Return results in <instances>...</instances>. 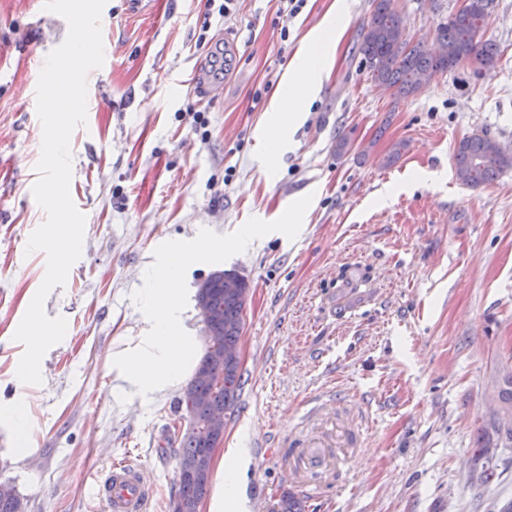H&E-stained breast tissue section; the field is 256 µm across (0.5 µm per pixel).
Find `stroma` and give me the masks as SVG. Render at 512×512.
Instances as JSON below:
<instances>
[{
    "label": "stroma",
    "instance_id": "35a3bbf8",
    "mask_svg": "<svg viewBox=\"0 0 512 512\" xmlns=\"http://www.w3.org/2000/svg\"><path fill=\"white\" fill-rule=\"evenodd\" d=\"M395 3L409 38L430 45L459 0ZM348 4L330 70L269 168L271 103L336 0H307L285 24L279 0H235L228 17L206 0H107L105 60L87 77V123L71 137L82 254L45 301L67 332L42 359V383L23 386L14 333L46 272L45 253L26 250L46 214L32 194L42 126L24 90L68 24L44 0H0V482L28 512H109L86 475L127 456L155 484L147 512H170L188 416L175 392L117 405L109 356L143 326L134 291L179 239L210 248L186 269V287L216 270L250 285L243 386L222 442L250 450L245 512H272L289 491L274 438L327 387L360 410L368 443L343 486L300 495L303 512H501L512 502V448L499 449L492 484L471 462L485 395L512 364V169L471 187L453 162L476 133L512 148V0H493L484 29L500 50L494 69L463 64L407 98L360 66L370 0ZM223 43L238 52L222 95L209 99L193 74ZM190 98L205 127L184 112ZM295 200L309 215L288 236L279 227ZM247 226L254 243L225 252ZM17 403L30 412L22 426L5 416Z\"/></svg>",
    "mask_w": 512,
    "mask_h": 512
}]
</instances>
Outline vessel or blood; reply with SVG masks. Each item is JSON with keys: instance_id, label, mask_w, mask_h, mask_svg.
<instances>
[{"instance_id": "1", "label": "vessel or blood", "mask_w": 512, "mask_h": 512, "mask_svg": "<svg viewBox=\"0 0 512 512\" xmlns=\"http://www.w3.org/2000/svg\"><path fill=\"white\" fill-rule=\"evenodd\" d=\"M301 419L303 429L278 440V458L288 467L296 487L317 497L324 482L347 468L353 454L364 447L365 438L352 419L342 430L333 429L335 402L328 395L307 401ZM89 479L93 489L104 493L110 512H145L154 495L142 466L128 460L113 463L107 478L93 473Z\"/></svg>"}]
</instances>
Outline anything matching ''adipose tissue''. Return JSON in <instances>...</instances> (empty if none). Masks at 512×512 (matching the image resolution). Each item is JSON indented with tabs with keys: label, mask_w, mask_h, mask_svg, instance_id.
<instances>
[{
	"label": "adipose tissue",
	"mask_w": 512,
	"mask_h": 512,
	"mask_svg": "<svg viewBox=\"0 0 512 512\" xmlns=\"http://www.w3.org/2000/svg\"><path fill=\"white\" fill-rule=\"evenodd\" d=\"M346 10L347 0H336L335 19L326 21L314 32L289 71L282 92L274 98L275 118L266 142L270 159L278 158L288 130L309 108L342 35L341 18ZM205 255L201 245L177 240L151 263L143 287L135 291L146 311L144 326L139 335L121 338L110 356L112 396L116 402L137 398L143 404H151L158 397L178 390L195 373L202 357V345L198 336L184 325L186 291L181 278L184 269L199 263ZM247 456L244 448L228 449L221 456L209 512H241V466Z\"/></svg>",
	"instance_id": "1"
}]
</instances>
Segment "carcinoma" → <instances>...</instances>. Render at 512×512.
<instances>
[{
    "label": "carcinoma",
    "instance_id": "carcinoma-1",
    "mask_svg": "<svg viewBox=\"0 0 512 512\" xmlns=\"http://www.w3.org/2000/svg\"><path fill=\"white\" fill-rule=\"evenodd\" d=\"M393 0H372V10L361 30L355 53L378 85L396 88L402 97L420 91L435 77L454 71L460 64L477 60L485 68L497 61L496 44L482 39L492 0H471L469 11L437 26L438 48L430 50L422 43H411L402 17L392 5ZM457 176L465 175L464 184L480 186L492 182L500 172L512 168V152L503 148L487 134H474L460 140L454 150ZM249 286L233 292L224 291V283L214 281L209 288V303L222 312L218 321L205 322L207 335L224 348L238 346L244 328V311ZM201 363L208 366L209 376H193L178 404L186 407L189 427L179 448V488L176 499L182 512H198V505L207 492L213 452L207 429L208 415L215 405L232 413L242 388L240 363L204 354ZM499 403L512 409V375L498 381ZM512 448V440L500 444L494 428L480 425L479 443L474 457L479 458L490 447ZM27 503L18 492L0 493V512H25Z\"/></svg>",
    "mask_w": 512,
    "mask_h": 512
}]
</instances>
